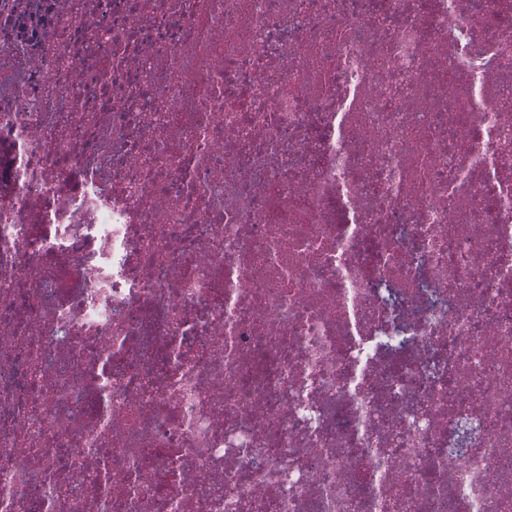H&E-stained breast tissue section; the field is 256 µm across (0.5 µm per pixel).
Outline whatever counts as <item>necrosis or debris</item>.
I'll list each match as a JSON object with an SVG mask.
<instances>
[{
	"mask_svg": "<svg viewBox=\"0 0 512 512\" xmlns=\"http://www.w3.org/2000/svg\"><path fill=\"white\" fill-rule=\"evenodd\" d=\"M0 512H512V0H0Z\"/></svg>",
	"mask_w": 512,
	"mask_h": 512,
	"instance_id": "necrosis-or-debris-1",
	"label": "necrosis or debris"
}]
</instances>
